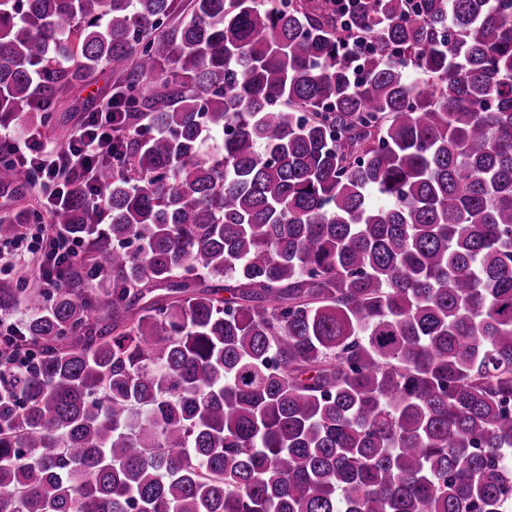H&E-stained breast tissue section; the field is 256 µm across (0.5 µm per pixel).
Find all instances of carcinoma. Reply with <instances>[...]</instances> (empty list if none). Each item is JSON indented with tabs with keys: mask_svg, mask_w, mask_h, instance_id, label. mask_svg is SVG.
Here are the masks:
<instances>
[{
	"mask_svg": "<svg viewBox=\"0 0 512 512\" xmlns=\"http://www.w3.org/2000/svg\"><path fill=\"white\" fill-rule=\"evenodd\" d=\"M175 9L0 0V122L125 81L83 261L0 280V512H512V0Z\"/></svg>",
	"mask_w": 512,
	"mask_h": 512,
	"instance_id": "1",
	"label": "carcinoma"
}]
</instances>
